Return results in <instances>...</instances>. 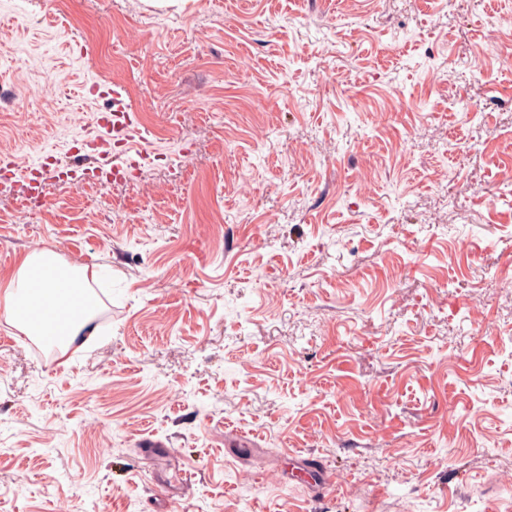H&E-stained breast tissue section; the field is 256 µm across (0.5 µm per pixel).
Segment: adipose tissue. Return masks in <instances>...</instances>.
<instances>
[{"instance_id": "adipose-tissue-1", "label": "adipose tissue", "mask_w": 512, "mask_h": 512, "mask_svg": "<svg viewBox=\"0 0 512 512\" xmlns=\"http://www.w3.org/2000/svg\"><path fill=\"white\" fill-rule=\"evenodd\" d=\"M96 278V270L61 263L50 251L26 255L15 274L0 278V312L27 335L73 340L90 324Z\"/></svg>"}]
</instances>
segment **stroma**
<instances>
[{"mask_svg": "<svg viewBox=\"0 0 512 512\" xmlns=\"http://www.w3.org/2000/svg\"><path fill=\"white\" fill-rule=\"evenodd\" d=\"M508 13L0 0V277L100 271L0 314V512H512ZM97 276L86 266L61 263L51 251L28 254L15 274L0 278V309L28 336L71 341L90 325L89 288Z\"/></svg>", "mask_w": 512, "mask_h": 512, "instance_id": "1", "label": "stroma"}]
</instances>
